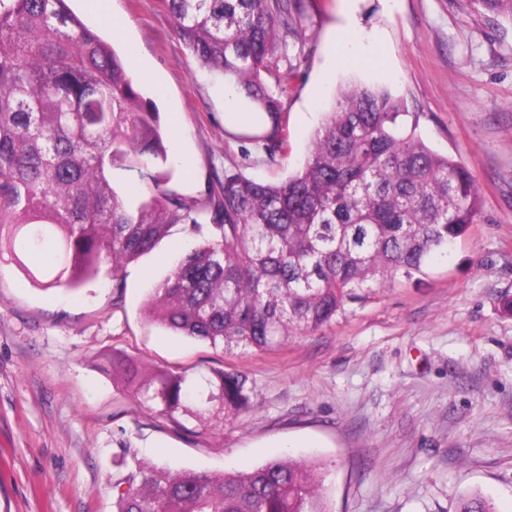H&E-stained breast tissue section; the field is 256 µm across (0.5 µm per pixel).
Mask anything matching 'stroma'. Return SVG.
<instances>
[{"label": "stroma", "instance_id": "35a3bbf8", "mask_svg": "<svg viewBox=\"0 0 512 512\" xmlns=\"http://www.w3.org/2000/svg\"><path fill=\"white\" fill-rule=\"evenodd\" d=\"M156 89L168 165L203 194L226 170L270 182L300 168L325 104L355 82L403 97L421 138L475 175L482 209L421 281L347 303L317 334L272 351L220 352L149 323L143 305L187 243L167 236L81 290L43 289L0 256V512H113L121 448L175 472L248 470L275 455L331 468V512H456L465 493L512 512V23L466 0H304V42L280 95L288 147L269 154L227 133L225 79L201 69L163 0H70ZM122 21L121 33L112 30ZM357 31L371 52L339 65ZM247 375L252 408L238 417L169 418L145 407L112 368Z\"/></svg>", "mask_w": 512, "mask_h": 512}]
</instances>
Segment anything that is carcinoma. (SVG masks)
Wrapping results in <instances>:
<instances>
[{
    "label": "carcinoma",
    "mask_w": 512,
    "mask_h": 512,
    "mask_svg": "<svg viewBox=\"0 0 512 512\" xmlns=\"http://www.w3.org/2000/svg\"><path fill=\"white\" fill-rule=\"evenodd\" d=\"M198 65L232 77L272 121L269 150L285 143L279 97L288 83L283 36L302 0H166ZM512 22V0H469ZM406 100L351 84L324 106L302 167L277 182L224 173L218 192L181 194L166 169L156 103L127 62L67 0H0V255L34 285L78 291L112 264L152 252L179 227L203 238L148 298L145 317L212 348L273 350L327 326L367 288L426 274L480 210L477 180L428 146L408 123ZM136 393L171 418L206 420L214 404L251 408L248 377L214 369L143 379ZM115 512H330L327 465L277 457L248 471L170 472L118 454ZM457 512H496L480 494Z\"/></svg>",
    "instance_id": "carcinoma-1"
}]
</instances>
